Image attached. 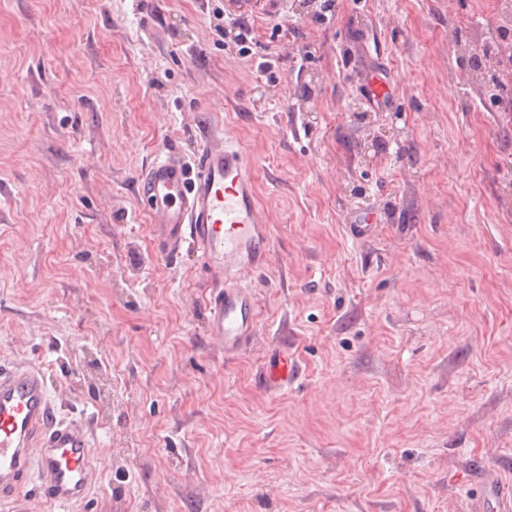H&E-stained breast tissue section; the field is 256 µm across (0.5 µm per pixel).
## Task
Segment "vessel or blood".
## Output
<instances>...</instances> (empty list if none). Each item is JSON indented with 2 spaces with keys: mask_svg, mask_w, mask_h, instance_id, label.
Instances as JSON below:
<instances>
[{
  "mask_svg": "<svg viewBox=\"0 0 512 512\" xmlns=\"http://www.w3.org/2000/svg\"><path fill=\"white\" fill-rule=\"evenodd\" d=\"M136 186L159 227L158 253L172 257L190 249L215 281L206 332L223 341L225 354L238 353L258 329L247 279L271 259L246 149L225 135L189 159L165 154L137 175ZM293 376L287 358L273 354L265 381L284 386ZM92 446L88 415L59 416L42 367L0 365V504L17 501L31 481L62 510L81 500L95 467Z\"/></svg>",
  "mask_w": 512,
  "mask_h": 512,
  "instance_id": "obj_1",
  "label": "vessel or blood"
}]
</instances>
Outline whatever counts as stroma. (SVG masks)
<instances>
[{
	"instance_id": "obj_1",
	"label": "stroma",
	"mask_w": 512,
	"mask_h": 512,
	"mask_svg": "<svg viewBox=\"0 0 512 512\" xmlns=\"http://www.w3.org/2000/svg\"><path fill=\"white\" fill-rule=\"evenodd\" d=\"M322 8L0 0V363L92 415L67 512H481L512 481V93L458 52L498 34L501 0ZM212 125L249 151L270 228L235 356L134 179ZM360 211L378 222L356 236ZM274 348L299 368L277 391ZM253 27L248 20L240 17H228L226 28H224V38H229L238 51L242 54L250 52L252 44ZM395 94V86L392 85L385 76L377 75L370 84L368 101L372 105H375L377 102L383 103L392 101Z\"/></svg>"
}]
</instances>
